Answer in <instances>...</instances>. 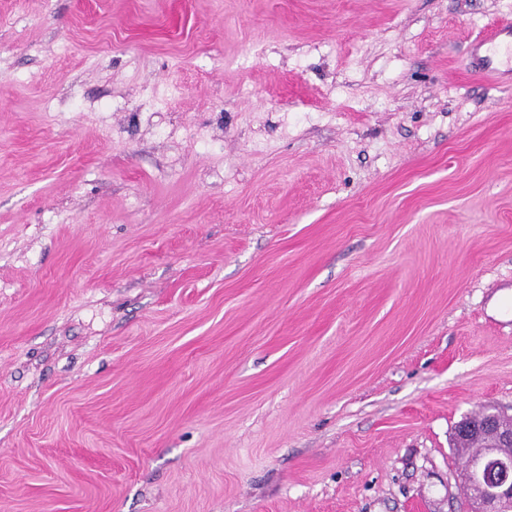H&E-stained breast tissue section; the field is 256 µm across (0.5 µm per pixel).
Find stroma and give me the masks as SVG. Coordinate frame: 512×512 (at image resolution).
Wrapping results in <instances>:
<instances>
[{
    "mask_svg": "<svg viewBox=\"0 0 512 512\" xmlns=\"http://www.w3.org/2000/svg\"><path fill=\"white\" fill-rule=\"evenodd\" d=\"M512 0H0V512H470L512 417ZM474 71L494 81L512 76V25L493 28L470 45ZM483 421L480 414L466 417L469 423L478 426L492 435L497 442L496 447L488 448L492 438L484 434H473L467 440L458 439L454 431L453 446L462 452L465 459L473 456L479 445V452L471 457L472 461L461 473V480L474 499L475 512H511L512 511V453L502 450L512 446V433L501 434L499 411H483ZM467 461V462H468ZM466 462V463H467Z\"/></svg>",
    "mask_w": 512,
    "mask_h": 512,
    "instance_id": "obj_1",
    "label": "stroma"
}]
</instances>
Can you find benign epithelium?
<instances>
[{"label": "benign epithelium", "instance_id": "benign-epithelium-1", "mask_svg": "<svg viewBox=\"0 0 512 512\" xmlns=\"http://www.w3.org/2000/svg\"><path fill=\"white\" fill-rule=\"evenodd\" d=\"M482 430L492 435L496 447L485 449L461 473V480L475 503V512H512V433L499 429L501 413L483 411Z\"/></svg>", "mask_w": 512, "mask_h": 512}]
</instances>
